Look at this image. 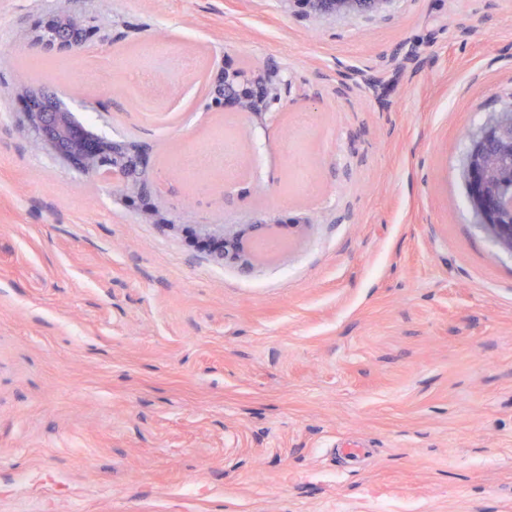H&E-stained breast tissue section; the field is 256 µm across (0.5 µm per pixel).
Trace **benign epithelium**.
Returning <instances> with one entry per match:
<instances>
[{"label":"benign epithelium","mask_w":512,"mask_h":512,"mask_svg":"<svg viewBox=\"0 0 512 512\" xmlns=\"http://www.w3.org/2000/svg\"><path fill=\"white\" fill-rule=\"evenodd\" d=\"M289 12L299 10L305 16L335 18L351 13L382 14L390 0H280ZM83 13L73 10L55 17V39H39L44 23L33 29L28 42L18 45L22 51L36 50L41 54L81 56L89 50V39L96 31L82 26ZM288 79L271 61H257L251 70H223L210 81L207 91L209 109L236 113L242 121L239 133L256 126H265L273 110L282 103L281 89ZM0 95L15 100L21 106V121L32 136L36 149L48 151L65 163L74 166L91 180L112 189L114 197L128 200L137 196H152L158 190L155 179L147 171L144 149L128 142L125 147L134 156L136 174L120 167L100 165L108 144L89 142V138L72 123L70 111L42 109L35 105L27 87H4ZM74 137L84 144L78 155L68 152L61 136ZM499 146V164L512 168V105L490 115L469 136L462 160V177L469 191L473 218L492 241L503 251L512 254V194H502L496 185V168L489 155L492 144ZM142 221L156 224L164 230L176 228L174 220L157 204L143 209ZM196 232L218 243V259L237 263L242 270L250 269L255 256L250 248L254 236L271 230L269 220L259 218L251 224H197Z\"/></svg>","instance_id":"1"}]
</instances>
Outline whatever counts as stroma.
Segmentation results:
<instances>
[{
    "label": "stroma",
    "instance_id": "35a3bbf8",
    "mask_svg": "<svg viewBox=\"0 0 512 512\" xmlns=\"http://www.w3.org/2000/svg\"><path fill=\"white\" fill-rule=\"evenodd\" d=\"M67 7L0 0V88L64 90L146 148L165 206L263 215L289 246L243 272L143 223L36 150L0 96V512H512V255L461 179L468 134L512 102V0L321 20L278 0H88V54L16 53ZM258 60L288 85L220 202L161 163L216 127L210 77ZM86 68L95 104L75 92ZM300 113L319 163L297 198L278 142ZM352 441L370 455L339 467Z\"/></svg>",
    "mask_w": 512,
    "mask_h": 512
}]
</instances>
